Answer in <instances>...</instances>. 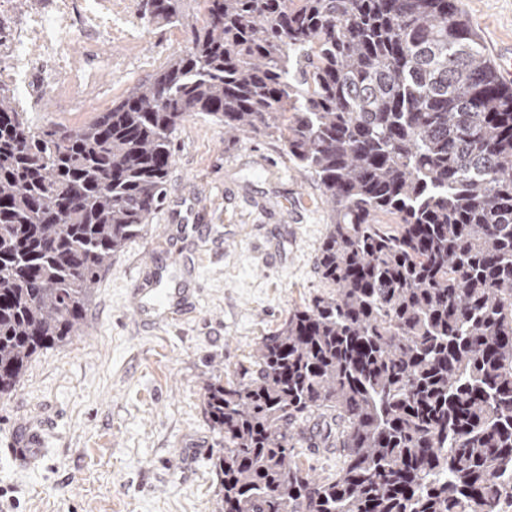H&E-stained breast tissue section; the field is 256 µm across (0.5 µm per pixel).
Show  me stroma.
Wrapping results in <instances>:
<instances>
[{"label": "stroma", "mask_w": 512, "mask_h": 512, "mask_svg": "<svg viewBox=\"0 0 512 512\" xmlns=\"http://www.w3.org/2000/svg\"><path fill=\"white\" fill-rule=\"evenodd\" d=\"M459 2L489 58L512 60V0ZM173 153L164 204L103 273L85 335L34 355L0 399V512H219L224 441L205 385L328 291L329 210L277 138L234 143L192 118ZM142 273L195 290L194 310L139 321ZM32 437L41 459L25 468L16 449Z\"/></svg>", "instance_id": "1"}]
</instances>
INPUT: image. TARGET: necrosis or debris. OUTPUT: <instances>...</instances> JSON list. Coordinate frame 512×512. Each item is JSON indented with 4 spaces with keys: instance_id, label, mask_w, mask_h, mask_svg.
Masks as SVG:
<instances>
[{
    "instance_id": "obj_1",
    "label": "necrosis or debris",
    "mask_w": 512,
    "mask_h": 512,
    "mask_svg": "<svg viewBox=\"0 0 512 512\" xmlns=\"http://www.w3.org/2000/svg\"><path fill=\"white\" fill-rule=\"evenodd\" d=\"M185 40L145 0H32L24 13L0 0V88L13 90L18 112L39 111L48 96L58 111L89 112L109 92L101 71L148 72Z\"/></svg>"
}]
</instances>
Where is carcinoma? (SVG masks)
<instances>
[{
	"mask_svg": "<svg viewBox=\"0 0 512 512\" xmlns=\"http://www.w3.org/2000/svg\"><path fill=\"white\" fill-rule=\"evenodd\" d=\"M149 2L187 48L89 122L34 134L0 92V399L84 335L201 116L277 137L330 209L331 291L206 385L220 512H509L512 86L458 0ZM311 420L334 475L297 460Z\"/></svg>",
	"mask_w": 512,
	"mask_h": 512,
	"instance_id": "carcinoma-1",
	"label": "carcinoma"
}]
</instances>
